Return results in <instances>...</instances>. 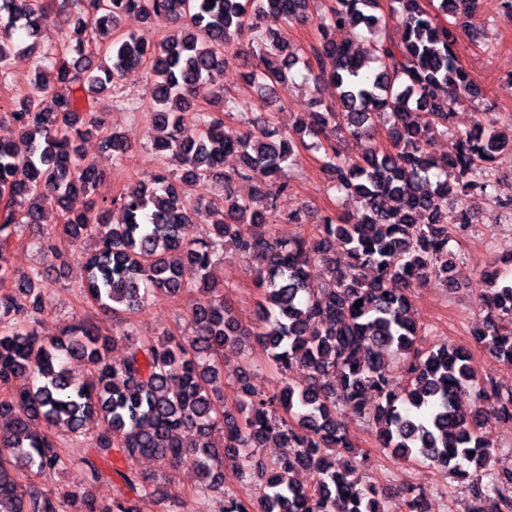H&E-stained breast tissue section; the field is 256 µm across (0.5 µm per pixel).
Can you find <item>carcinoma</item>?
Returning <instances> with one entry per match:
<instances>
[{"label":"carcinoma","instance_id":"1","mask_svg":"<svg viewBox=\"0 0 512 512\" xmlns=\"http://www.w3.org/2000/svg\"><path fill=\"white\" fill-rule=\"evenodd\" d=\"M81 9L62 53L40 42L49 14L42 0H0V82L10 75L13 53L35 57L28 92L0 116V283L12 279L5 243L21 224L41 223L44 183L57 186L56 205L63 223L40 232L39 247L54 257L52 269L68 266L70 254L57 238L76 247L95 248L84 257L83 292L95 311L116 322L140 312L152 297L171 298L188 290L184 265L199 274V296L190 311L192 335L151 341L126 332L102 333L87 314L62 336L39 335L46 312L50 273L36 271L17 288L0 293V386L23 379L28 386L0 399V512H59L53 492L28 477L49 474L61 464L54 430L84 437L90 452L69 497L79 512H134L127 493L155 494L156 477L121 472L123 487L108 502L93 494L106 476L101 464L112 453L145 455L176 471L190 466L201 492L219 490L224 461H247L269 441L285 452L258 471L259 512H428L423 495L405 487L392 501L365 484L360 468L369 459L353 447L339 417L341 408L379 425L385 448L404 462L444 465L466 479L471 492L467 512H512V468H499L487 437L492 427L512 424V388L479 382L470 354L444 342L421 345V329L411 316V292L430 285L457 288L451 275L449 229L472 223L470 213H448L453 195L491 196L488 169L496 154L512 151L490 121L448 134L451 99L482 96L459 64L449 26L462 25L480 0H437L429 12L423 0H334L325 13L311 10L316 0H74ZM137 13L164 24L169 35L151 48L133 32L112 40L106 51L91 35L109 37L122 18ZM446 17L442 24L438 18ZM402 28L400 41L372 44L378 66L366 71V57L350 44H338V28H361L376 35L388 20ZM313 21L318 46L302 61L282 33L266 26ZM251 35L256 63L243 73L272 98L288 90L293 68L303 63L314 82L336 89V105H324L285 135L272 125L243 134L224 132L223 112H198L196 138L183 135V113L201 86L223 73L225 53ZM335 69H323V59ZM150 64L153 149L177 163L180 179L210 180L223 188L220 218L208 234L195 232L199 202L181 196L174 178L158 173L110 201L122 211L110 220L109 205L92 200L82 211L71 206L90 196L103 174L81 153L80 141L98 130L93 112L130 67ZM320 72H315V69ZM387 119L391 148L365 146L357 160L344 157L327 140L340 132L371 140ZM27 143L18 154L16 138ZM324 150L325 168L339 193L357 198L360 210L345 224L324 219L316 235L284 241L271 231L274 216L301 223V210L285 211L266 197L263 183L284 178L297 162L304 138ZM451 138L438 156L432 147ZM102 148L118 158L127 149L111 132ZM237 153L241 167L224 171V155ZM253 182L248 198L236 181ZM343 256L336 257V243ZM232 245L242 256L257 257L263 275L252 326L241 323L224 300V288L209 283L207 270ZM324 266L326 283L312 288L307 268ZM479 294L485 319L474 326L473 341L499 362L512 366V276L494 271ZM360 307H354L356 301ZM127 343L120 363L110 346ZM254 340L266 351L267 365L281 375L278 388L261 393L254 372L243 367L236 403L224 405V352ZM79 359L88 377L79 382L68 361ZM295 367L306 379L292 380ZM335 377L326 384L323 378ZM472 396L473 409L461 411L459 395ZM193 438L188 440L186 435ZM308 470L309 486L294 475Z\"/></svg>","mask_w":512,"mask_h":512}]
</instances>
